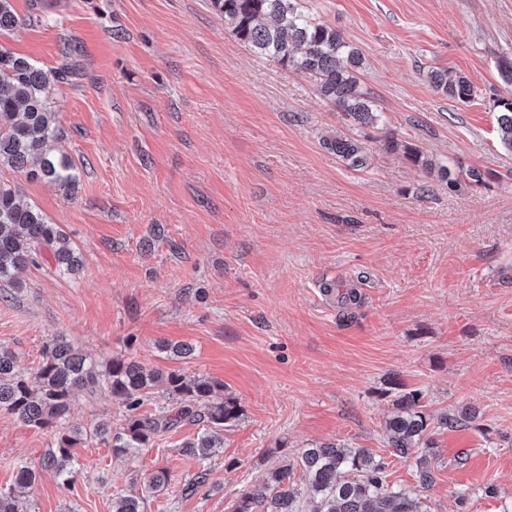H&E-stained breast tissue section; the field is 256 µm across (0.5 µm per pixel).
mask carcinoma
Returning a JSON list of instances; mask_svg holds the SVG:
<instances>
[{
    "label": "carcinoma",
    "mask_w": 512,
    "mask_h": 512,
    "mask_svg": "<svg viewBox=\"0 0 512 512\" xmlns=\"http://www.w3.org/2000/svg\"><path fill=\"white\" fill-rule=\"evenodd\" d=\"M212 6L253 52L313 78L325 100L359 123H376L375 104L359 89L361 53L336 28L300 9L298 0H212ZM19 23L11 0H0V35ZM430 80L435 90L451 98L464 102L474 96L473 85L463 76L452 79L448 72L434 70ZM51 95L47 72L0 45V164L70 194L77 187L78 176L52 145L56 113L51 110ZM499 107L498 136L501 144L512 150V99H501ZM326 145L353 167L369 163L364 147L355 140L338 138ZM385 148L390 152L401 149L412 162L421 161L417 149L393 137L386 139ZM45 256L62 275L79 269V257L62 230L48 223L38 208L17 203L15 190L1 182L0 280L21 286V274ZM98 386L122 399L123 426L115 430L101 421L88 430L63 427L73 393L94 391ZM159 387L172 399L171 406L158 417L140 413L144 401ZM223 389L216 381L177 371L147 370L129 358L113 359L100 368L63 339L46 345L39 368L25 376L15 371L14 353L0 348V412L34 429H54V442L43 454L40 468L53 472L64 486L74 481L73 449L90 438L104 442L118 455L133 456L159 430L203 420L206 428L183 448L206 460L212 449L224 447V426L240 416L233 399L213 401V394ZM395 407L386 423L394 454L404 458L427 448L424 436L433 419L422 409L419 393L399 395ZM297 469L301 470L302 487L295 485ZM37 475V470L22 465L14 484L31 487ZM300 498L308 503L310 512H418L411 491L387 483L382 459L364 448L336 444H318L304 449L296 459H284L269 470L263 492L241 493L234 512H299ZM0 512H23L11 487H0ZM112 512H143V498L118 494L112 499Z\"/></svg>",
    "instance_id": "cac0c4a2"
}]
</instances>
